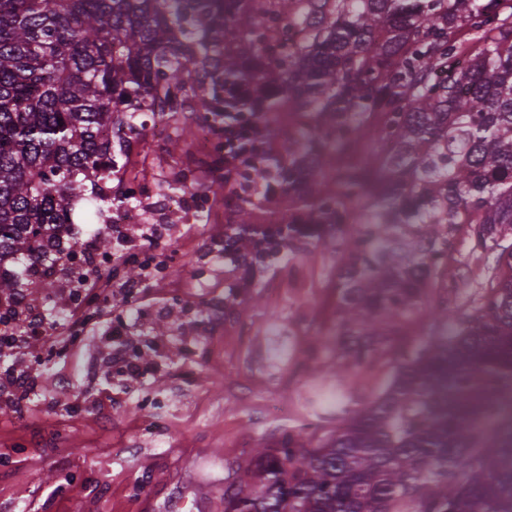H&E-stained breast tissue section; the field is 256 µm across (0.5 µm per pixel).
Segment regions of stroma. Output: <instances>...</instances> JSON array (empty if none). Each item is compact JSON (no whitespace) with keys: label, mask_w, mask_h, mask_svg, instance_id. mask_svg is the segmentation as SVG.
Here are the masks:
<instances>
[{"label":"stroma","mask_w":512,"mask_h":512,"mask_svg":"<svg viewBox=\"0 0 512 512\" xmlns=\"http://www.w3.org/2000/svg\"><path fill=\"white\" fill-rule=\"evenodd\" d=\"M125 158L124 183L160 174L165 192L184 194L186 158L170 136L143 131ZM212 207L207 221L176 224L174 274L133 308L102 307L101 324L51 370L20 358L38 395L21 413L0 396V512H224L227 477L255 449L288 433L314 446L305 425L335 428V394L362 404L381 392L386 366L347 386L322 341L336 322L342 266L331 244L302 247L289 269L241 266L244 286L214 324L224 268L194 279L206 249L224 240L223 196ZM111 317L147 346L156 372L146 381L112 374Z\"/></svg>","instance_id":"1"}]
</instances>
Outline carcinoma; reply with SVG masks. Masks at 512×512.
Instances as JSON below:
<instances>
[{
  "label": "carcinoma",
  "mask_w": 512,
  "mask_h": 512,
  "mask_svg": "<svg viewBox=\"0 0 512 512\" xmlns=\"http://www.w3.org/2000/svg\"><path fill=\"white\" fill-rule=\"evenodd\" d=\"M179 144L239 128L224 194L229 265L288 266L331 241L345 377L381 361L380 396L336 413L313 448L292 434L224 489V512H512V0H0V305L49 297L61 234L146 114ZM288 214L253 227L258 185ZM465 231L474 268L452 269ZM493 258L494 267L486 259ZM483 278L466 302L463 288ZM431 303L430 325L396 342Z\"/></svg>",
  "instance_id": "cac0c4a2"
}]
</instances>
